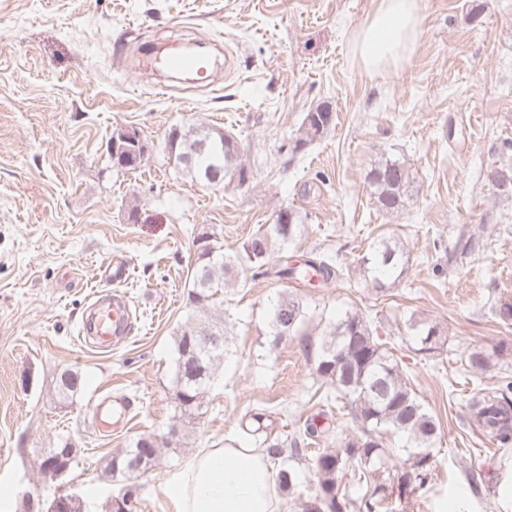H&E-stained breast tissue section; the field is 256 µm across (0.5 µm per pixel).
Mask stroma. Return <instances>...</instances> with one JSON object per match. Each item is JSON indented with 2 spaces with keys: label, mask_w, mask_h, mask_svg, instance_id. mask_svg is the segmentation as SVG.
I'll use <instances>...</instances> for the list:
<instances>
[{
  "label": "stroma",
  "mask_w": 512,
  "mask_h": 512,
  "mask_svg": "<svg viewBox=\"0 0 512 512\" xmlns=\"http://www.w3.org/2000/svg\"><path fill=\"white\" fill-rule=\"evenodd\" d=\"M376 0H0V512H28L56 483L38 465L68 442L69 479L87 512H107L121 489L132 512H164L172 478L201 448L251 443L245 413L267 409L270 438L292 439L323 416L329 434L296 460L312 496V458L352 435L346 407L315 395L314 359L329 320L360 310L408 372L440 436L432 473L380 512H512L501 487L512 443L485 433L468 410L480 389L512 377V321L489 311L512 302V198L496 195L491 169L511 163L512 0H422V36L408 65L369 74L353 57ZM201 41L221 64L214 82L157 89L137 67L152 45ZM333 110L323 137L293 139L318 105ZM221 127L239 143L245 184L219 186L177 172L164 148L171 129ZM138 129L147 146L134 170L113 166L110 140ZM406 161L414 191L404 209L376 211L367 173L380 158ZM298 213L296 256L337 255L350 285L298 287L307 318L274 342L266 313L283 290L257 277L224 292L228 354L200 419L164 448L153 470L113 479V454L142 434L167 433L174 401V338L192 312L193 238L213 230L232 250L280 209ZM489 242L448 263L463 236ZM407 244L410 265L384 295L366 288L361 257L380 236ZM125 258V338L105 352L78 337L83 311L103 289L102 269ZM436 323L434 353L414 349L405 322ZM502 350L480 383L467 354ZM78 373L80 394L57 387ZM127 398L128 425L97 417L103 398Z\"/></svg>",
  "instance_id": "stroma-1"
}]
</instances>
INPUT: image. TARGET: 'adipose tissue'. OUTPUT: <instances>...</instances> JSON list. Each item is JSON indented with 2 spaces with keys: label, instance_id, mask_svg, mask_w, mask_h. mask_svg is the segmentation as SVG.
<instances>
[{
  "label": "adipose tissue",
  "instance_id": "ef3b65f1",
  "mask_svg": "<svg viewBox=\"0 0 512 512\" xmlns=\"http://www.w3.org/2000/svg\"><path fill=\"white\" fill-rule=\"evenodd\" d=\"M421 0H377L360 28L355 55L363 70L403 66L421 35ZM168 512H280L271 467L255 448H208L174 477Z\"/></svg>",
  "mask_w": 512,
  "mask_h": 512
}]
</instances>
